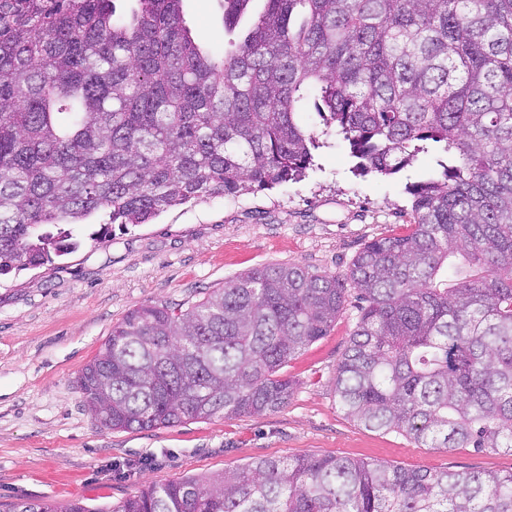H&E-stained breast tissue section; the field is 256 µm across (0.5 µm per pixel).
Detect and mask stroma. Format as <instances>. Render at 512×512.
<instances>
[{"label":"stroma","instance_id":"1","mask_svg":"<svg viewBox=\"0 0 512 512\" xmlns=\"http://www.w3.org/2000/svg\"><path fill=\"white\" fill-rule=\"evenodd\" d=\"M192 37L224 50L221 0H184ZM330 137L299 182L170 209L154 223L113 228L52 265L0 278V504L83 501L113 512L152 484L265 458L335 455L431 471L510 472L512 451L426 448L370 430L340 408L334 383L358 319L348 303L326 336L291 359L288 405L262 416H213L145 431H112L84 406L83 368L115 323L146 304L190 305L250 269L288 263L346 277L369 241L412 229L410 183L437 171L433 155L399 174L355 175Z\"/></svg>","mask_w":512,"mask_h":512}]
</instances>
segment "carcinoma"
I'll use <instances>...</instances> for the list:
<instances>
[{
  "instance_id": "cac0c4a2",
  "label": "carcinoma",
  "mask_w": 512,
  "mask_h": 512,
  "mask_svg": "<svg viewBox=\"0 0 512 512\" xmlns=\"http://www.w3.org/2000/svg\"><path fill=\"white\" fill-rule=\"evenodd\" d=\"M183 0H0V276L81 246L74 227L150 223L305 176L323 137L353 173L394 175L412 231L348 277L254 268L186 309L142 304L78 386L110 430L288 404L280 370L355 294L336 368L345 414L429 448L512 450V0H265L222 54ZM252 0H224L233 31ZM316 89L321 131L297 114ZM10 512H93L20 500ZM113 512H512V472L408 470L330 455L261 459L152 485Z\"/></svg>"
}]
</instances>
